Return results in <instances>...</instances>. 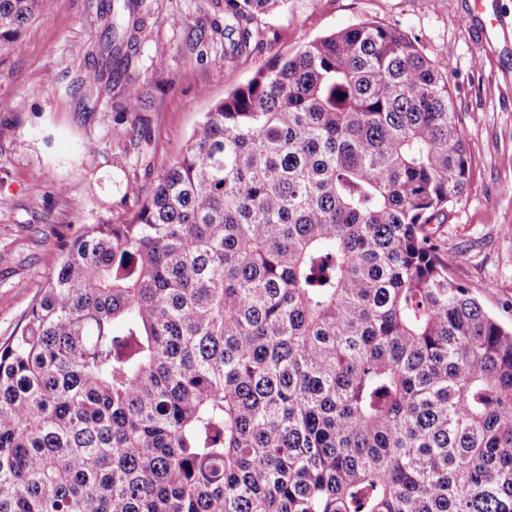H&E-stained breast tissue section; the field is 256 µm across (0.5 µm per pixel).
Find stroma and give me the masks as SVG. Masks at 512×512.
Instances as JSON below:
<instances>
[{
	"label": "stroma",
	"instance_id": "35a3bbf8",
	"mask_svg": "<svg viewBox=\"0 0 512 512\" xmlns=\"http://www.w3.org/2000/svg\"><path fill=\"white\" fill-rule=\"evenodd\" d=\"M150 5L131 69L146 109L134 115L107 94L84 100L77 84L82 50L99 34L100 0H45L22 49H0V100L11 106L0 112V342L23 322L65 242L84 225L128 219L214 103L304 42L367 21L401 28L449 64L471 163L468 189L438 233L455 277L512 323V0H285L222 67L212 59L230 41L208 34L221 8ZM172 13L180 27L166 23ZM87 142L95 153H83Z\"/></svg>",
	"mask_w": 512,
	"mask_h": 512
}]
</instances>
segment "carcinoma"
<instances>
[{"instance_id": "1", "label": "carcinoma", "mask_w": 512, "mask_h": 512, "mask_svg": "<svg viewBox=\"0 0 512 512\" xmlns=\"http://www.w3.org/2000/svg\"><path fill=\"white\" fill-rule=\"evenodd\" d=\"M44 0H0L16 51ZM280 0H224L242 56ZM78 84L142 111L147 0ZM470 160L448 70L382 23L280 56L0 344V512H512V325L434 225Z\"/></svg>"}]
</instances>
